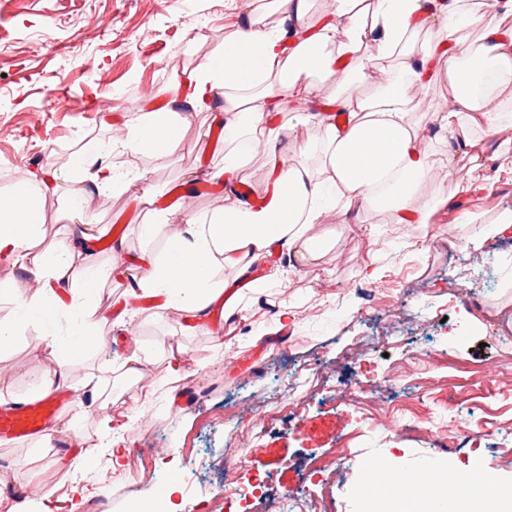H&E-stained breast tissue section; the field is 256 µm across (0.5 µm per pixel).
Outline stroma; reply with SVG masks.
Returning <instances> with one entry per match:
<instances>
[{
	"instance_id": "1",
	"label": "stroma",
	"mask_w": 512,
	"mask_h": 512,
	"mask_svg": "<svg viewBox=\"0 0 512 512\" xmlns=\"http://www.w3.org/2000/svg\"><path fill=\"white\" fill-rule=\"evenodd\" d=\"M247 0H0V193L31 173L33 192L43 201L42 247L52 251L67 207V186L76 156L131 168L143 176L141 190L164 194L183 183L206 156L209 130L221 115L219 103L195 110L183 129L176 155L129 154L113 150V133L140 111L164 105L175 84L189 82L199 67L216 57L240 27ZM97 15L100 29L83 20ZM63 90L64 109H49L48 92ZM416 112V132L433 157L448 144L434 118L447 106V86L424 91ZM483 188L457 192L438 204L448 186L446 175L431 173L416 210H431L432 226L453 225L455 244L418 248L403 267L388 257L401 239H425L422 225H403L392 237L396 218L385 210L364 208L357 223L343 224L327 212L314 231L329 246L318 261L290 269L275 250L257 264L262 275L279 271L281 282L263 296L245 285L239 266L222 265L215 277L241 297L244 316L224 324L211 316L204 330L189 328L185 316L135 299L126 266H114L109 252L96 256L109 277L85 300L96 309L95 333L111 337L112 373L107 389L112 405L100 409L89 381L103 364L95 353H73L70 335L84 328L82 316L26 323L11 348L0 353V370L18 372L15 393L39 383L48 363L46 336H53L67 379L78 391L79 406L69 408L77 438L72 444L37 436L0 445V468L41 485L45 500L33 501L0 485V512H44L46 502L63 512H86V503L106 497L104 512H127L134 496L161 495L171 512H191L209 499L224 478L226 439L247 446L243 473L264 477L263 497L252 512H267L285 496L317 497L328 490L336 512H356L371 460L390 461L399 470L418 469L437 455L453 467L479 463L512 490V238L486 234V226L512 215V172L485 162ZM55 176V187L45 179ZM86 221L123 228L129 254L144 243L138 227L153 222V207L132 195L104 192ZM494 262L488 290L472 296L459 284L466 263ZM296 309L284 321V307ZM400 316L402 337L389 354L359 357L358 342ZM136 334L152 358L140 376L124 377L123 328ZM180 375L169 378L171 359ZM414 363L428 372L439 399L449 401L466 427L491 424L479 451L449 446L447 437L425 435L389 439L362 436L343 396L365 382L381 406L417 409L421 383L395 385L382 380L390 362ZM505 364L504 375L487 381L486 368ZM319 365L328 390H315L303 411L272 419L277 391L287 376ZM152 414L151 430L138 415ZM347 443L355 459L337 467L326 483L309 475L311 460L325 462ZM123 449L114 460L113 449ZM156 460L158 486L140 484L141 456Z\"/></svg>"
}]
</instances>
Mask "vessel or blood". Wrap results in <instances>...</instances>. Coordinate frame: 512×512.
<instances>
[{
  "label": "vessel or blood",
  "mask_w": 512,
  "mask_h": 512,
  "mask_svg": "<svg viewBox=\"0 0 512 512\" xmlns=\"http://www.w3.org/2000/svg\"><path fill=\"white\" fill-rule=\"evenodd\" d=\"M74 401L64 390L46 397L19 398L0 405V442H15L46 434Z\"/></svg>",
  "instance_id": "vessel-or-blood-1"
}]
</instances>
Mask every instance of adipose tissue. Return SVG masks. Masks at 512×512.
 Masks as SVG:
<instances>
[{
  "instance_id": "1",
  "label": "adipose tissue",
  "mask_w": 512,
  "mask_h": 512,
  "mask_svg": "<svg viewBox=\"0 0 512 512\" xmlns=\"http://www.w3.org/2000/svg\"><path fill=\"white\" fill-rule=\"evenodd\" d=\"M281 23L267 27L248 16L233 38L225 40L220 58L203 67L192 84L175 87L164 112L141 113L117 141L126 153L173 155L181 143L187 113L205 100L223 104L226 136L224 166L209 171L223 178L224 204L219 211L191 219L182 234L165 237L162 252H143L136 286L145 296L163 298L166 307L192 314L205 324L209 312L224 304L237 314L235 301L224 298V287L212 281L220 264L251 267L276 248L289 262H316L325 241L313 226L333 210L346 223L356 221V208L367 204L405 216L410 201L430 176L429 156L414 129L416 109L410 90L430 72L431 85L448 86L453 96L440 116L450 144L441 158L452 171L454 146L476 160H490L512 169V150L500 149L496 134L498 105L512 99V0H493L468 7L462 0H332L328 17L311 20L310 0H272ZM483 22L479 39L470 31ZM428 32L421 52L415 36ZM374 42V62L385 77L372 94L351 90L364 81L361 49ZM335 80L336 113L313 112L309 106ZM297 97L299 110L280 126L270 125L272 102ZM321 129L319 143L302 140L301 128ZM482 131L468 137L470 128ZM265 152L273 178L271 192L261 201L243 198L236 176L247 157ZM138 177L101 164L90 178L73 175L68 193L70 212L82 211L96 193L132 191ZM44 209L23 176L12 191L0 194V259L26 274L15 282L9 299L17 313L0 321V351H7L27 311L81 313L92 320L94 310L81 298L105 277L87 252L73 245L90 239L91 224H70L58 234L54 253L41 251ZM460 483L453 473L432 478L411 475L396 499L380 497L381 512H426L438 497L454 498Z\"/></svg>"
}]
</instances>
